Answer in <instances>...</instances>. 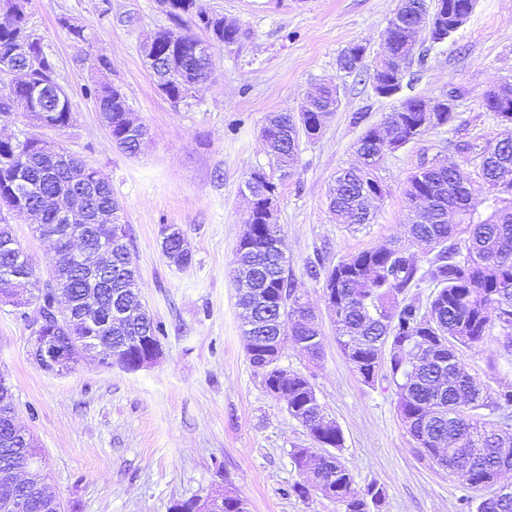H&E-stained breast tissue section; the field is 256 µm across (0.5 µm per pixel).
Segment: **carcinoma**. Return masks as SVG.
<instances>
[{"instance_id":"obj_1","label":"carcinoma","mask_w":512,"mask_h":512,"mask_svg":"<svg viewBox=\"0 0 512 512\" xmlns=\"http://www.w3.org/2000/svg\"><path fill=\"white\" fill-rule=\"evenodd\" d=\"M166 14L180 27L188 16L209 31L220 43H233L238 28L209 13L201 0H160ZM408 21L401 18L386 31V49L404 62L411 54L405 46ZM171 29H162L143 46L146 58L160 64L151 66L158 91L174 104L185 101L204 83L212 65L209 47L193 36L180 49L176 67L168 68L167 46ZM19 49L18 62L35 61L27 80H15L0 64V99L15 95L31 104V112L48 126L63 129L71 125L70 98L58 97L55 64L45 53L41 39L29 26L28 16H16L0 25V60ZM96 106H105L112 94V111L104 113L111 141L124 152L139 153L144 140L129 134V107L123 93L108 84L86 88ZM405 111L388 113L382 123L364 131L357 142L363 167L342 172L330 190L329 206L343 224H368L369 203L383 197L382 185L374 171L392 151L396 142L406 144L411 123L422 120L423 98L401 101ZM336 87H324L318 96L306 100L295 114L270 116L262 129L270 153L280 166L294 162L298 131L313 127L320 118L336 111ZM504 129L502 137L484 151L480 176L496 207L491 215L474 221L476 202L469 174L456 161L446 158L422 165L407 179L405 195L415 208L409 225L412 239L427 248V268H422L397 241L352 254L331 268L310 270L336 286L334 322L347 363L367 384L375 382L380 360H386L387 374L397 395V410L410 436L421 448L420 456L450 471L467 489L475 492L499 478L512 477V438L501 436V417L512 419V384L495 396L483 394L480 383L465 372L458 350L483 342L498 327L512 331V113L496 112ZM76 159L54 146L38 148L35 137L0 139V206L13 217L25 209L40 208L36 232L55 235L58 258L54 281L36 276L29 256L13 235L7 219L0 216V266L5 257L14 275L15 287L29 288L41 309L47 311L61 288L71 307V317L54 325L55 336L72 345L92 333L102 340L121 336L132 340L149 334L160 342L163 325L144 313H130L110 323L113 302L127 288L136 286L138 271L127 242H112V264L91 284L77 274L68 260L72 243L93 235L96 218L108 213L112 223L121 225L122 237L129 230L122 223V207L112 195L107 180L73 183L69 172ZM253 196L261 202L276 200V186L257 170ZM59 193L82 197L86 228L63 224L46 198ZM281 227L275 216L258 212L246 217L238 249L249 247L241 262L247 275L235 270L238 305L247 329L245 351L250 364L262 374L270 394L287 403L288 414L307 429L314 441L325 445L335 465L323 463L311 448L293 449L291 459L307 470L309 482L296 484L292 491L306 497L310 489L345 506L344 512H371L385 498L383 488L371 485L358 495L353 477L341 462L338 451L344 438L339 425L329 419L315 389L299 373L283 376L270 365L267 346L284 350L300 346L319 355L318 329L311 310L296 307L288 261L280 247ZM163 255L177 267L192 263L184 234L169 225L161 241ZM427 280L434 288L426 305L405 299L409 288ZM96 307L97 328L81 324L84 310ZM15 410L13 394L0 391V428ZM13 456L19 463L41 458L33 439L20 440L11 447L0 446V459ZM482 512H512V496L486 498Z\"/></svg>"}]
</instances>
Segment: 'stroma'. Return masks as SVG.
I'll return each instance as SVG.
<instances>
[{"label":"stroma","instance_id":"stroma-1","mask_svg":"<svg viewBox=\"0 0 512 512\" xmlns=\"http://www.w3.org/2000/svg\"><path fill=\"white\" fill-rule=\"evenodd\" d=\"M206 9L239 29L235 43L209 42L212 69L187 101L173 104L155 86L142 46L171 27L158 0H28L29 25L56 64L74 120L61 130L33 129L22 108L0 119V137L24 132L63 148L96 169L112 186L130 229V253L141 302L167 330L162 357L136 371L94 358L60 373L39 369L27 354L29 330L19 309L0 304V375L13 387L19 424L45 454L46 482L67 512H167L177 500L223 490L246 500L248 512H343L340 503L311 491L292 493L304 477L290 458L312 447L307 430L284 401L269 394L244 348L233 279L248 202L244 182L263 171L277 187L276 222L294 288L318 317L322 350L309 357L284 350L280 364L305 375L320 404L341 427L342 462L356 492L383 487L380 512H462L471 492L447 470L421 459L396 411L395 388L364 383L346 363L321 281L310 262L332 266L345 256L410 241L409 174L421 164L457 156L480 205L494 207L479 176L481 152L503 128L483 102L485 92L512 84V0H477L466 23L445 43L421 40L406 67L403 88L377 96L371 72L383 53V31L397 0H203ZM83 28L76 40L71 27ZM363 44V75L339 67L341 53ZM110 70H96L97 56ZM107 82L125 96L147 130L131 156L112 144L96 105L84 90ZM327 83L340 105L317 138L299 136L296 161L283 172L260 131L268 116L297 112L305 96ZM462 89L457 119L426 131L383 158L376 176L384 189L371 223H339L328 205L336 177L355 166L363 132L352 115L380 124L402 98L438 99ZM180 227L192 263L179 268L161 251L163 225ZM17 240L37 273L57 260L53 241L32 224L13 221ZM501 329L463 347L466 370L492 396L512 383V352Z\"/></svg>","mask_w":512,"mask_h":512}]
</instances>
